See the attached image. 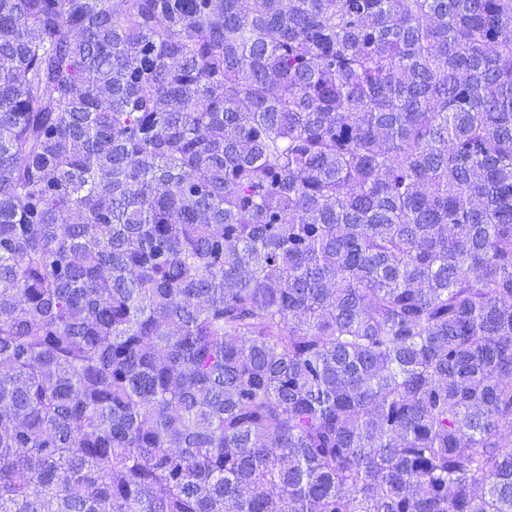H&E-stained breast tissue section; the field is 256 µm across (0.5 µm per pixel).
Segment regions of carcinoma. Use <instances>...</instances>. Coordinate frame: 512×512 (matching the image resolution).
I'll return each mask as SVG.
<instances>
[{"mask_svg": "<svg viewBox=\"0 0 512 512\" xmlns=\"http://www.w3.org/2000/svg\"><path fill=\"white\" fill-rule=\"evenodd\" d=\"M0 512H512V0H0Z\"/></svg>", "mask_w": 512, "mask_h": 512, "instance_id": "cac0c4a2", "label": "carcinoma"}]
</instances>
